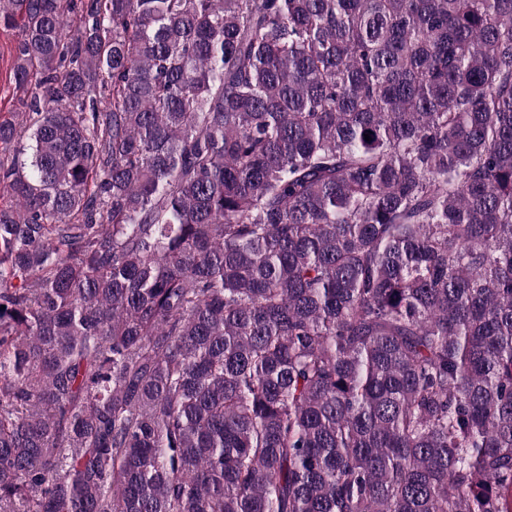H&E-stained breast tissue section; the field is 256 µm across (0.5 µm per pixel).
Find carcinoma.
Segmentation results:
<instances>
[{
	"label": "carcinoma",
	"instance_id": "carcinoma-1",
	"mask_svg": "<svg viewBox=\"0 0 512 512\" xmlns=\"http://www.w3.org/2000/svg\"><path fill=\"white\" fill-rule=\"evenodd\" d=\"M0 28V512H512V0ZM15 33L0 29V115L3 112H20L18 98L12 80L13 44Z\"/></svg>",
	"mask_w": 512,
	"mask_h": 512
}]
</instances>
